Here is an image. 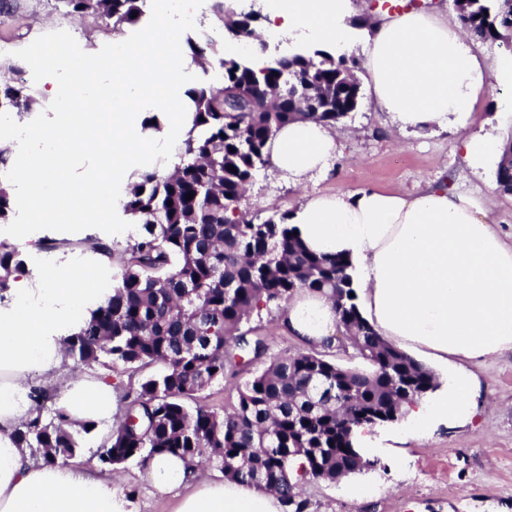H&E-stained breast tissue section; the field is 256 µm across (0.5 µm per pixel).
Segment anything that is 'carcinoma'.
Listing matches in <instances>:
<instances>
[{
    "instance_id": "obj_1",
    "label": "carcinoma",
    "mask_w": 512,
    "mask_h": 512,
    "mask_svg": "<svg viewBox=\"0 0 512 512\" xmlns=\"http://www.w3.org/2000/svg\"><path fill=\"white\" fill-rule=\"evenodd\" d=\"M68 15L93 16L119 31L137 22L146 0H55ZM464 28L481 41H496L512 28L508 0H463ZM210 12L230 37L255 35L258 12L235 0H209ZM207 37L188 42V56L202 69L223 70L221 87L188 90L196 134L180 146L169 173L137 175L121 199L123 214L144 225L124 249L112 275V297L65 341L73 370L122 363L143 377L122 401V415L99 448V461L118 471L131 460L146 464L158 453L198 459L230 480L278 493L292 512H306L300 482L288 465L302 459L301 479L334 483L374 468L352 442L357 427L381 426L401 416L436 387L433 371L385 342L362 316L340 256L307 250L288 224L290 213L259 223L239 214L245 185L268 164L266 145L276 131L299 118L333 127L355 111L361 85L356 59L282 55L256 71ZM13 78L0 79V111L25 115L40 101L24 80L18 61L0 62ZM234 167L235 171L228 170ZM500 190L512 193V147L497 171ZM193 198L186 199L187 195ZM14 199L0 182V224L10 223ZM22 260L14 244L0 241V299ZM330 294L339 323L349 327L354 356L365 370L345 368L314 350L268 359L267 336L249 326L253 314L281 309L300 291ZM266 366L222 411L186 400L236 372L238 357ZM340 393L329 404L328 393ZM31 417L12 439L41 452L46 465L66 462L80 449L88 426L70 427L62 409L49 408L48 391L31 386Z\"/></svg>"
}]
</instances>
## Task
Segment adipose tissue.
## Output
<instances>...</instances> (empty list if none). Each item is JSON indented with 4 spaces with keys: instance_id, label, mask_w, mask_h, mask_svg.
Here are the masks:
<instances>
[{
    "instance_id": "1",
    "label": "adipose tissue",
    "mask_w": 512,
    "mask_h": 512,
    "mask_svg": "<svg viewBox=\"0 0 512 512\" xmlns=\"http://www.w3.org/2000/svg\"><path fill=\"white\" fill-rule=\"evenodd\" d=\"M260 2L267 33L291 44L323 43L337 58L362 46L369 91L399 129L465 128L489 83L501 93L499 124L512 126V54L485 65L459 21L412 11L358 34L349 25L353 0ZM459 147L482 177L498 168L504 142L471 134ZM336 149L333 131L308 118L267 144L270 162L297 183L324 171ZM488 211V199L429 185L413 196L371 188L317 195L294 212L291 223L310 251L351 261L362 313L379 336L411 356L438 360L446 373L434 391L404 406L392 428L355 430L363 456L471 424L481 383L468 363L512 354V243ZM111 272V260L97 252L46 265L36 281L23 267L0 300V512H129L112 482L86 467L33 463L11 440L32 409V376L66 370L64 341L107 303L112 289L102 279ZM281 323L303 345L336 342V309L321 293H297ZM58 405L76 429L114 421L112 386L99 378L62 384ZM147 470L158 491L176 493L175 512H281L277 493L202 478L188 459L156 455Z\"/></svg>"
}]
</instances>
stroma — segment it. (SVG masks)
Returning a JSON list of instances; mask_svg holds the SVG:
<instances>
[{
    "mask_svg": "<svg viewBox=\"0 0 512 512\" xmlns=\"http://www.w3.org/2000/svg\"><path fill=\"white\" fill-rule=\"evenodd\" d=\"M0 14V44L17 51L39 36L65 30L79 46L96 52L114 33L93 17L75 18L56 10L53 0H10ZM339 152L329 168L296 184L274 166L256 176L241 202L246 217L261 221L295 211L305 197L338 190L376 188L413 195L428 183L470 191L493 200L489 219L512 242V194L493 187L491 178L474 176L457 149L458 130L401 132L369 96L335 126ZM254 363L236 375L213 382L196 396L198 404L234 405L238 392L258 371ZM469 369L482 382L479 416L469 426L440 428L427 439L411 440L367 476L377 490L372 498L352 495L344 481H309L302 487L307 512H512V354ZM110 429L96 427L75 455L77 461L113 477L134 512H174L172 495L154 489L146 469L126 465L118 473L103 469L96 455Z\"/></svg>",
    "mask_w": 512,
    "mask_h": 512,
    "instance_id": "35a3bbf8",
    "label": "stroma"
}]
</instances>
